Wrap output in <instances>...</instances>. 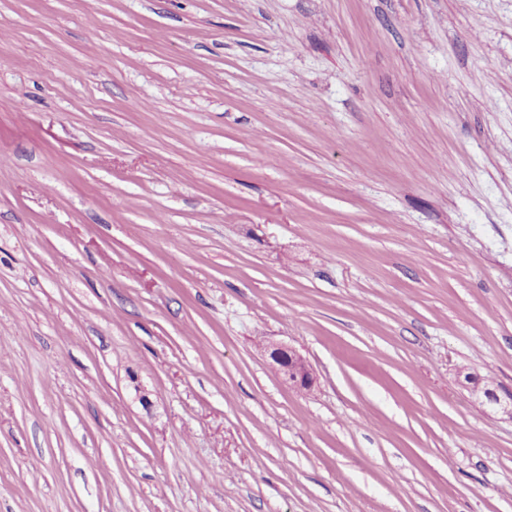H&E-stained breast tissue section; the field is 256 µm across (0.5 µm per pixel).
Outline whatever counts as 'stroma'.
I'll list each match as a JSON object with an SVG mask.
<instances>
[{
  "label": "stroma",
  "mask_w": 512,
  "mask_h": 512,
  "mask_svg": "<svg viewBox=\"0 0 512 512\" xmlns=\"http://www.w3.org/2000/svg\"><path fill=\"white\" fill-rule=\"evenodd\" d=\"M471 376L512 0H0V512H512ZM268 363L286 384L299 391H311L315 377L307 360L292 347L277 342H266L261 346Z\"/></svg>",
  "instance_id": "obj_1"
}]
</instances>
